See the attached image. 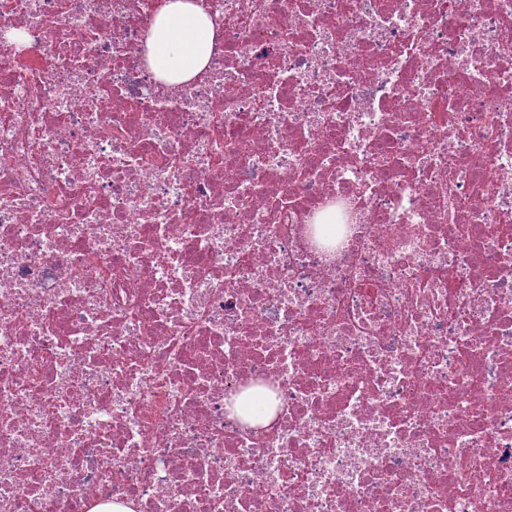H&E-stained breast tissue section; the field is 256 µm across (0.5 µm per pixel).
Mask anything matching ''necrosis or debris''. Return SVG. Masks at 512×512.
<instances>
[{
    "label": "necrosis or debris",
    "instance_id": "obj_1",
    "mask_svg": "<svg viewBox=\"0 0 512 512\" xmlns=\"http://www.w3.org/2000/svg\"><path fill=\"white\" fill-rule=\"evenodd\" d=\"M0 0V512H512V0ZM195 0H159L145 61L170 85L189 81L209 63L216 32Z\"/></svg>",
    "mask_w": 512,
    "mask_h": 512
}]
</instances>
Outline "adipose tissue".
I'll return each instance as SVG.
<instances>
[{"instance_id":"1","label":"adipose tissue","mask_w":512,"mask_h":512,"mask_svg":"<svg viewBox=\"0 0 512 512\" xmlns=\"http://www.w3.org/2000/svg\"><path fill=\"white\" fill-rule=\"evenodd\" d=\"M215 36L213 23L194 0H159L145 61L167 84L189 81L207 68Z\"/></svg>"}]
</instances>
